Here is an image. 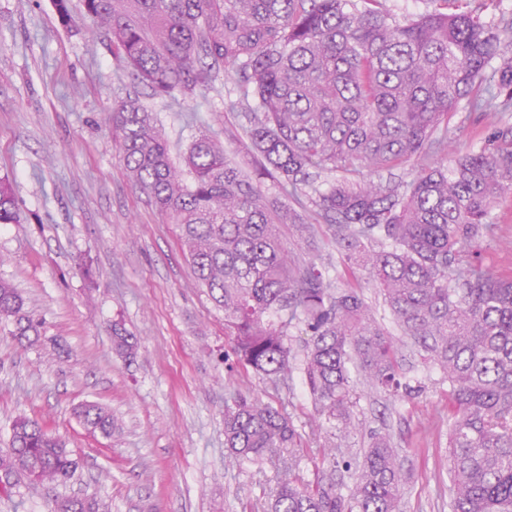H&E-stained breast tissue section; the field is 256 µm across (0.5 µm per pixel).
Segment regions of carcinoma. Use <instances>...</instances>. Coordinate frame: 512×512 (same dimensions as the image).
<instances>
[{
	"instance_id": "obj_1",
	"label": "carcinoma",
	"mask_w": 512,
	"mask_h": 512,
	"mask_svg": "<svg viewBox=\"0 0 512 512\" xmlns=\"http://www.w3.org/2000/svg\"><path fill=\"white\" fill-rule=\"evenodd\" d=\"M420 18L397 21L387 0H84L87 17L112 39L133 80L159 95H192L212 81L201 61L238 76L229 109L255 112L243 135L261 157L248 174L224 146L200 135L175 166L152 113L129 97L113 109L115 140L136 187L180 231L197 284L224 310L239 364L271 380L291 370L288 330L304 325L302 371L327 427H355L352 373L377 392L420 390L400 371L398 343L355 286L338 289L315 264H296L282 239L301 215L263 190L268 179L296 194L309 169L344 178L318 193L336 228L343 266L364 270L403 335L448 383L454 422L448 437L451 512H512V278L471 258L493 235L490 216L512 193V126L450 168L426 166L405 190L364 179L448 152V123L461 102L485 111L484 82L512 90V23L489 24L481 7L447 12L448 0ZM12 182L0 178V224H18ZM0 323L34 343L41 323L0 280ZM115 351L131 359L137 342L112 325ZM77 419L112 437L105 407L83 403ZM224 445L239 461L282 468L268 512H401L406 480L397 449L376 435L347 493L333 477L300 475L305 458L286 412L243 394L224 403ZM79 460L46 422L17 418L0 448V474L60 486ZM102 512L94 495L57 496L51 512Z\"/></svg>"
}]
</instances>
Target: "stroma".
Wrapping results in <instances>:
<instances>
[{"mask_svg": "<svg viewBox=\"0 0 512 512\" xmlns=\"http://www.w3.org/2000/svg\"><path fill=\"white\" fill-rule=\"evenodd\" d=\"M61 25L54 0H0V177L14 184L21 224H0V280L22 294L25 311L42 324L34 344H19L0 326V446L13 420L47 421L80 458L73 479L57 489L19 483L0 494V512H48L55 495H95L104 512H265L277 472L266 463L239 466L224 446V403L234 391L282 408L307 448L302 476L313 479L321 460L320 421L300 371L272 383L237 367L224 313L193 277L179 230L132 184L112 138V111L138 96L171 146L182 155L202 134L224 144L228 159L253 165L249 141L233 138L243 110L224 106L223 65L191 96L158 97L135 83L112 54L102 29L69 0ZM457 112L448 152L432 157L452 166L489 134L488 115ZM312 171L303 215L313 242L283 229L289 250L307 257L336 287H361L380 322L391 316L366 272L344 269L332 231L313 203L340 180ZM495 234L473 252L495 274L512 273V194L493 213ZM138 341L128 360L112 347V326ZM399 356L422 387L418 397L394 400L357 384L359 427L346 440L362 456L374 434L390 436L409 480L403 512H450L448 431L452 413L439 372L409 347ZM84 402L107 407L118 431L90 433L73 410Z\"/></svg>", "mask_w": 512, "mask_h": 512, "instance_id": "35a3bbf8", "label": "stroma"}]
</instances>
